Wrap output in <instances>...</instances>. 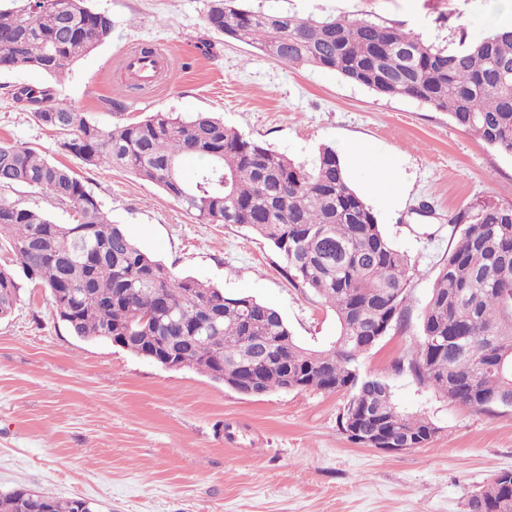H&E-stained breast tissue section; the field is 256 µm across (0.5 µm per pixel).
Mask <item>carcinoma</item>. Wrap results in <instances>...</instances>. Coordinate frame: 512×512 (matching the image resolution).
Instances as JSON below:
<instances>
[{"label":"carcinoma","instance_id":"obj_1","mask_svg":"<svg viewBox=\"0 0 512 512\" xmlns=\"http://www.w3.org/2000/svg\"><path fill=\"white\" fill-rule=\"evenodd\" d=\"M14 2L0 10V70L30 68L59 81L112 32L111 17L87 0ZM204 22L285 66L334 71L378 94L445 111L459 128L512 155V95L502 88L512 78V30L447 51L397 26L302 18L244 0H208ZM16 99L60 131L61 150L84 164L128 171L203 223L239 224L269 241L289 277L321 298L338 326L330 348L301 346L274 308L181 277L142 251L71 169L24 142L0 141V188L37 189L73 213L74 223L55 224L0 197V243H8L24 276L48 291L72 335L130 336L163 356V337L188 336L187 366L208 376L254 371L268 391L287 385L343 392L344 432L384 427L417 448L430 442L435 425L398 411L390 385L361 372L362 356L405 322L409 261L351 187L331 146L319 148L307 167L207 113L155 112L105 128L57 102L51 85L24 88ZM186 156L207 160L191 180L182 174ZM448 223L465 227L438 269L420 336L395 371L480 411L512 409V205L472 206ZM20 299L14 270L0 267V319ZM258 337L271 352L255 366L250 344ZM36 500L51 512H77L74 499L24 487L0 493V512H30Z\"/></svg>","mask_w":512,"mask_h":512}]
</instances>
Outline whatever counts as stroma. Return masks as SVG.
I'll use <instances>...</instances> for the list:
<instances>
[{
	"instance_id": "stroma-1",
	"label": "stroma",
	"mask_w": 512,
	"mask_h": 512,
	"mask_svg": "<svg viewBox=\"0 0 512 512\" xmlns=\"http://www.w3.org/2000/svg\"><path fill=\"white\" fill-rule=\"evenodd\" d=\"M301 17L346 15L422 33L451 50L486 35L512 0H259ZM112 34L58 85L61 102L100 126L155 112H210L244 137L297 162L321 145L343 163L368 152L386 172L368 194L383 231L412 267L406 330L390 331L361 359L384 377L402 411L431 420L429 444L385 453L350 441L346 395L314 389L248 396L195 369L167 368L70 334L45 289L22 281L0 321V492L24 486L86 500L93 512H468L475 492L512 471V409L490 415L395 372L420 334L440 264L456 244L449 216L484 201L512 205V156L440 111L388 98L338 74L288 67L211 31L207 0H87ZM167 54L174 72L131 92L122 61L135 46ZM49 78L0 72V139L27 143L74 171L115 223L180 276L275 308L303 346L336 338L332 309L298 287L271 243L236 224H204L156 184L61 152V134L14 94ZM432 211L420 213L421 204Z\"/></svg>"
}]
</instances>
